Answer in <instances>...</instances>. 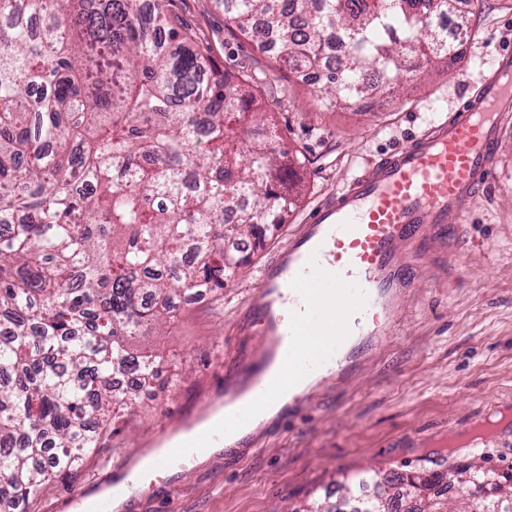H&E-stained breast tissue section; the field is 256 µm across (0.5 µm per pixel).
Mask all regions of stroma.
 I'll return each mask as SVG.
<instances>
[{
	"label": "stroma",
	"instance_id": "35a3bbf8",
	"mask_svg": "<svg viewBox=\"0 0 512 512\" xmlns=\"http://www.w3.org/2000/svg\"><path fill=\"white\" fill-rule=\"evenodd\" d=\"M172 8L212 43L226 73L248 74L261 90L276 148L304 154L298 205L251 248L223 298L197 293L151 336L162 357L152 386L77 473L37 493L27 512H73L74 493L103 494L137 458L224 402L238 385L240 355L268 350L249 313L263 265L313 208L448 116L465 88L512 50V0H484L452 66L425 65L422 76L373 106H334L315 102L309 86L243 36L215 0H173ZM493 163V181L457 227L428 231L425 248L402 247L412 280L388 335L367 337L343 376L323 378L236 447L179 463L173 474L145 475L124 512H294L316 496L338 503L350 477L367 470L512 472V122Z\"/></svg>",
	"mask_w": 512,
	"mask_h": 512
}]
</instances>
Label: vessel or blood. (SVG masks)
I'll use <instances>...</instances> for the list:
<instances>
[{"label": "vessel or blood", "instance_id": "1", "mask_svg": "<svg viewBox=\"0 0 512 512\" xmlns=\"http://www.w3.org/2000/svg\"><path fill=\"white\" fill-rule=\"evenodd\" d=\"M511 121L512 58L506 57L449 117L367 166L314 208L260 271L251 309L270 340L271 356L292 358V337L306 326L312 335H323L320 321L335 313L356 328L340 330L309 367L331 364L345 373L354 356L351 336L385 335L411 275L400 247L421 243L425 227L460 223L491 183L500 132ZM240 369L243 392L265 396L266 360H246ZM218 437L201 432L171 449L164 462L197 457Z\"/></svg>", "mask_w": 512, "mask_h": 512}]
</instances>
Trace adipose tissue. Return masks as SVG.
Wrapping results in <instances>:
<instances>
[{
    "mask_svg": "<svg viewBox=\"0 0 512 512\" xmlns=\"http://www.w3.org/2000/svg\"><path fill=\"white\" fill-rule=\"evenodd\" d=\"M268 374L272 388L268 396L260 399L239 398L214 417V425L221 427L223 433L221 439L213 445V452L237 445L278 415L296 391L315 386L322 377L320 371H305L295 364L279 360L269 367Z\"/></svg>",
    "mask_w": 512,
    "mask_h": 512,
    "instance_id": "adipose-tissue-1",
    "label": "adipose tissue"
}]
</instances>
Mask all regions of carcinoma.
Wrapping results in <instances>:
<instances>
[{
    "mask_svg": "<svg viewBox=\"0 0 512 512\" xmlns=\"http://www.w3.org/2000/svg\"><path fill=\"white\" fill-rule=\"evenodd\" d=\"M243 34L291 69L321 64L343 29L354 51L313 95L331 104L373 96L361 75L384 63L450 64L435 13L455 0H222ZM245 75L229 78L212 45L154 0H0V496L25 509L53 478L99 447L154 378L157 357L134 345L174 317L183 294L224 289L249 260L224 239L257 238L297 204L286 173L301 163L274 146ZM236 215L233 224L224 214ZM135 375L124 390L112 376ZM472 492L454 512H512V495ZM369 475L356 512L444 495L442 472L393 479L378 502Z\"/></svg>",
    "mask_w": 512,
    "mask_h": 512,
    "instance_id": "carcinoma-1",
    "label": "carcinoma"
}]
</instances>
